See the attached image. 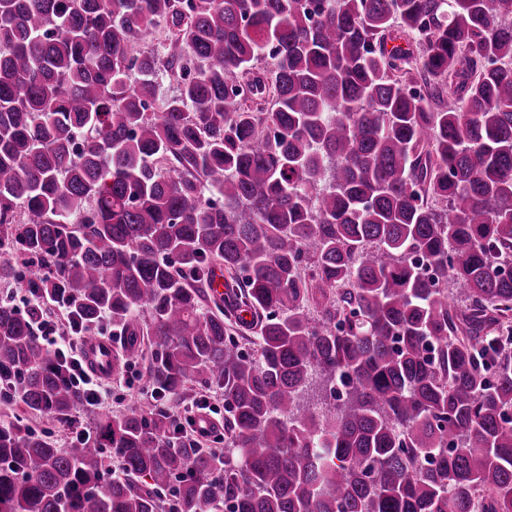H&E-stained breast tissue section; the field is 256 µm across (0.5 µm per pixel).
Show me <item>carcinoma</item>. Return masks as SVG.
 I'll return each instance as SVG.
<instances>
[{"label":"carcinoma","mask_w":512,"mask_h":512,"mask_svg":"<svg viewBox=\"0 0 512 512\" xmlns=\"http://www.w3.org/2000/svg\"><path fill=\"white\" fill-rule=\"evenodd\" d=\"M5 242L225 417L0 425V512H512V0H0ZM38 315L0 303V409L66 420ZM201 397L207 399L211 407L220 409L224 417V397L221 393L215 389L206 390L191 383L186 386L183 399L180 400L182 402L174 410L179 412L182 417L187 415L188 411V414L193 416L205 413L207 410H198L196 406H193V403ZM22 408L23 407L17 408V413L24 418L26 425L34 431L49 435L53 441V444L57 448H63L67 450V448H75L77 446L75 442H72V433L70 427L58 424L48 415L27 412Z\"/></svg>","instance_id":"1"}]
</instances>
